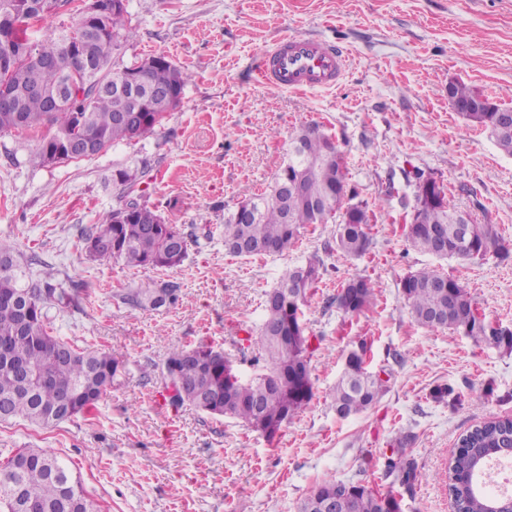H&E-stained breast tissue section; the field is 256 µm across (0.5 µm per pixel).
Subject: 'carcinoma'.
Wrapping results in <instances>:
<instances>
[{
    "instance_id": "cac0c4a2",
    "label": "carcinoma",
    "mask_w": 512,
    "mask_h": 512,
    "mask_svg": "<svg viewBox=\"0 0 512 512\" xmlns=\"http://www.w3.org/2000/svg\"><path fill=\"white\" fill-rule=\"evenodd\" d=\"M15 5V13L28 20L19 23L14 41H0V88L21 94L17 112L0 110V132H10L23 119L34 126L44 120L56 132L78 130L99 147L110 148L121 141L140 138L155 128H139L133 120L116 119L123 104L130 113L141 109L143 116L163 117L181 103L191 74L165 59L152 68L145 84L153 94L145 103L110 86L125 66L123 47L134 37L125 23L127 8L98 18L89 31L76 19L42 44L28 38L30 28L55 14L45 10L42 0H0ZM90 39L95 72L80 90L78 107L88 109L84 122L75 112L51 113L44 98L34 90L57 83L66 72L79 67L63 49L67 36ZM476 90L457 81L451 95L461 107L468 106ZM462 116L486 131L503 153L512 156V130L496 126L494 112H464ZM317 124L297 133L288 161L273 177L272 185L250 198L249 216L224 218V245L234 256L283 254L300 240L302 230L316 224H335L336 250L345 259L363 256L369 247V224L375 217L358 191L348 182L341 151ZM416 208L421 220L406 225V238L415 248L440 259L483 260L492 254L501 260L512 257V245L502 239L492 224L468 221L467 238L456 234L463 210L448 194L444 183L432 179L423 183L417 175ZM120 195L135 192L138 177L125 169L112 174ZM133 224L114 223L115 211L105 213L87 238L102 245L89 257L103 263L121 262L127 267L176 268L188 255L189 241L175 224L163 222L156 211L136 203ZM447 229L445 242L438 243L437 228ZM16 244L0 239V422L23 419L37 426L57 425L97 407L123 369V360L110 351L79 348L53 333L49 311L67 305L74 291L57 288L45 280L25 281ZM326 271L314 255L299 266L286 268L275 288L265 293V316L258 329L260 347L254 356L256 373L240 377L234 362L224 351L200 343L173 349L165 369L182 384L171 397L174 404L187 403L213 416H229L245 423L268 439L282 425L303 412L314 397L310 362L315 352L306 336L304 307ZM400 290L411 318L418 324L463 333L478 342L512 353V331L490 327L478 312L467 288L456 278L436 269L423 268L400 280ZM376 286L363 276L341 282L336 308L345 317L361 313L375 296ZM123 300L139 308L154 309L179 301V289L171 286L127 294ZM386 392L385 381L369 371L366 347L348 351L343 370L331 393L336 414L341 418L361 413ZM512 445V418L484 422L463 434L459 447L441 478L459 512H485V498L472 493L471 464L474 449L503 456ZM388 471L397 473L403 485L417 479L413 463L398 465L388 459ZM336 495V512H402L401 500L373 487L334 478L319 483L300 506L311 512L313 497ZM93 505L71 467L57 455L40 448L17 450L0 467V507L5 512H85Z\"/></svg>"
}]
</instances>
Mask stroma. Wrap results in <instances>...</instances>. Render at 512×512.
<instances>
[{
    "label": "stroma",
    "instance_id": "1",
    "mask_svg": "<svg viewBox=\"0 0 512 512\" xmlns=\"http://www.w3.org/2000/svg\"><path fill=\"white\" fill-rule=\"evenodd\" d=\"M127 18L137 35L126 62L162 53L192 75L160 126L45 167L30 156L54 126L0 134V237L38 258L33 279L77 284L79 306L50 311L55 335L112 350L124 368L91 414L49 427L0 423V464L20 448L48 450L69 462L99 512H298L332 476L397 494L403 512H450L437 474L460 435L512 418V353L418 325L398 284L441 270L468 288L488 323L512 330V258L440 259L412 247L405 226L421 172L512 242V156L455 112L446 91L460 80L512 106V0H127ZM291 33L344 48L337 85L279 90L254 75L263 52ZM305 123L336 139L350 183L376 214L368 251L350 261L327 252L334 227L319 224L280 255L228 254L225 215L267 189ZM144 162L139 201L185 234L186 260L166 270L91 260L85 233L119 205L113 172ZM315 254L326 272L304 309L319 343L309 407L270 440L238 419L171 405L163 367L174 348L205 340L232 356L242 378L255 373L266 292ZM353 275L375 281L377 297L346 318L334 298ZM168 284L179 290L176 306L120 300ZM361 344L369 369L388 373V390L341 418L331 390L346 352ZM441 383L452 393L437 402L430 392ZM406 433L418 471L409 486L386 468Z\"/></svg>",
    "mask_w": 512,
    "mask_h": 512
}]
</instances>
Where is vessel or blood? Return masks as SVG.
Listing matches in <instances>:
<instances>
[{
    "label": "vessel or blood",
    "instance_id": "b4317fda",
    "mask_svg": "<svg viewBox=\"0 0 512 512\" xmlns=\"http://www.w3.org/2000/svg\"><path fill=\"white\" fill-rule=\"evenodd\" d=\"M345 61L340 47L290 35L264 52L259 74L266 83L282 90L329 88L338 82Z\"/></svg>",
    "mask_w": 512,
    "mask_h": 512
}]
</instances>
